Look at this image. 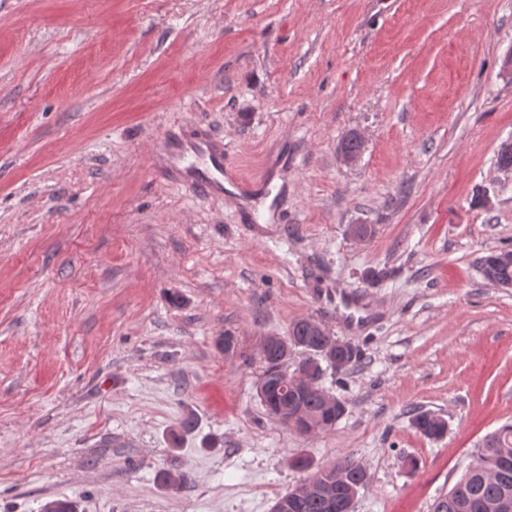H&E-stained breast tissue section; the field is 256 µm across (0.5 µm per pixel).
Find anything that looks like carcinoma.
<instances>
[{"instance_id": "obj_1", "label": "carcinoma", "mask_w": 512, "mask_h": 512, "mask_svg": "<svg viewBox=\"0 0 512 512\" xmlns=\"http://www.w3.org/2000/svg\"><path fill=\"white\" fill-rule=\"evenodd\" d=\"M496 254L498 251L495 250L482 258L481 271L484 278L493 283L504 278L512 279V268L508 270L493 261ZM290 332L309 348L308 356L303 361L313 363L316 370H321L318 353L329 344L328 338L316 335L305 319L292 323ZM264 361V370L260 376L263 387L278 396L289 408L303 409L307 433L327 432L336 426L343 414L327 407L321 392L300 389L282 392L280 365L275 362L272 354L264 358ZM412 424L421 435L432 440L441 438L447 427L444 419L429 412L417 413ZM506 455L512 459V425L502 426L483 440L476 450L475 460L448 493L435 500L432 512H497L496 501L504 491L512 493V465L505 471L501 469L502 459ZM364 476V466L350 456L317 469L311 474L313 485L303 512H330L322 489L333 488L336 500L339 501L350 496L359 479ZM157 478L162 485L176 490L189 481L187 474L171 469L159 470Z\"/></svg>"}]
</instances>
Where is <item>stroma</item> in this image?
Returning a JSON list of instances; mask_svg holds the SVG:
<instances>
[{
  "label": "stroma",
  "instance_id": "35a3bbf8",
  "mask_svg": "<svg viewBox=\"0 0 512 512\" xmlns=\"http://www.w3.org/2000/svg\"><path fill=\"white\" fill-rule=\"evenodd\" d=\"M511 53L512 0H0V512H271L299 455L363 464L354 512H431L512 424V288L479 270L512 247ZM190 129L271 224L159 172ZM303 318L362 351L313 436L256 392ZM431 413L432 412L417 413L412 420V424L424 437L432 440H438L443 437L442 434L448 425L444 419L439 416L435 417L434 413Z\"/></svg>",
  "mask_w": 512,
  "mask_h": 512
}]
</instances>
